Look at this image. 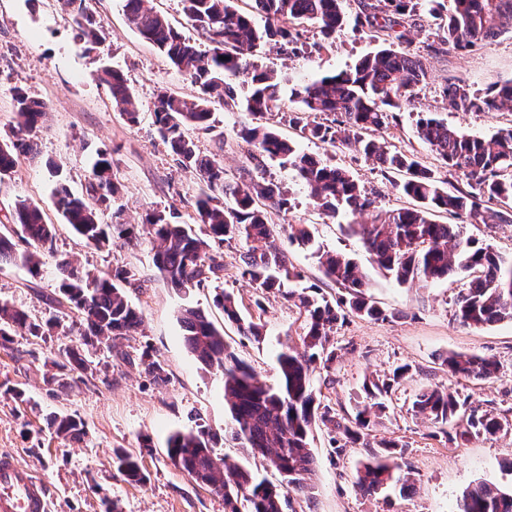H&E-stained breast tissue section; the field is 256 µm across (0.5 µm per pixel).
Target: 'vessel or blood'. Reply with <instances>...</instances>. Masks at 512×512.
<instances>
[{
  "instance_id": "obj_1",
  "label": "vessel or blood",
  "mask_w": 512,
  "mask_h": 512,
  "mask_svg": "<svg viewBox=\"0 0 512 512\" xmlns=\"http://www.w3.org/2000/svg\"><path fill=\"white\" fill-rule=\"evenodd\" d=\"M0 512H48L45 484L8 453L0 455Z\"/></svg>"
}]
</instances>
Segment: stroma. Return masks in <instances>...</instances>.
Listing matches in <instances>:
<instances>
[{
	"label": "stroma",
	"instance_id": "stroma-1",
	"mask_svg": "<svg viewBox=\"0 0 512 512\" xmlns=\"http://www.w3.org/2000/svg\"><path fill=\"white\" fill-rule=\"evenodd\" d=\"M85 6L102 30L100 44L77 38L72 17L60 0H0V136L15 123L16 89L48 105L42 126L30 135L37 145L36 154L21 157L11 173L0 177V225L13 223L16 204L27 200L39 204L56 226V253L44 256L39 275H31L18 262L0 266V299L31 317L49 316L54 311L50 300L58 294L56 260L65 257L91 271L136 270L141 285L128 289L127 297L140 310L143 323L138 334L118 339L114 350L97 351L93 376L81 381L64 379L52 391L47 390L43 377L52 372L51 361L58 349L77 341L76 312L61 316L52 336H18L10 348L0 349V453L12 454L45 483L50 512H106L110 502L118 512H225L223 495L197 482L167 456L166 439L171 433L199 423L220 434L230 421L222 378L188 351L178 312L187 305L200 308L223 330L235 354L270 386L279 382L276 355L283 345L298 344L303 318L277 293L268 294L262 307H255L253 288L236 274L240 242L223 246V288L233 293L243 314H260L264 334L258 340L243 336L235 324L225 321L214 303V287L188 292L174 288L155 268L149 239L98 249L85 244L63 223L55 205L57 179H65L74 193H81L93 156L104 150L120 184L115 206L124 221L135 224L146 211L173 207L181 223L192 225L196 234L204 232L203 225L195 221L202 184L195 173L178 166L153 125L160 92L191 99L200 95L199 85L140 37L127 18L125 0H85ZM411 22L414 30L408 49L423 60L429 78L417 88L413 102L394 110L373 136L433 170L448 188H462L465 177L443 167L418 137L416 115L436 113L449 126L471 136L485 137L512 125V109L463 112L451 108L443 95L451 82L483 95L494 85L512 80V29L466 51L435 54L427 51L426 44L435 40L440 18L421 5ZM298 31L302 46L296 52L287 55L269 45L254 56L258 64L274 72L280 84L283 98L278 114L262 117L217 106L213 109L214 132L191 128L188 136L202 154L221 158L224 177L232 181L253 166L250 147L238 137V130L269 125L282 137L296 141L305 153L347 170L360 186L375 193L379 209L407 205V198L395 187L397 175L382 176L377 165L355 149L301 138L288 122L299 108L288 97L293 86L349 68L373 51L376 41L368 29L351 23L328 40L308 21ZM105 64L123 74L136 121H129L115 108L109 87L95 80L96 71ZM259 174L279 183L288 195L290 210L271 211L269 219L277 225V242L302 272L304 284H317L330 299L342 294L323 276L311 250L290 243L293 224L307 225L315 243L324 249L354 259L366 275L374 301L394 314L388 321L351 316L338 328L333 337L338 348L336 362L317 368L314 374L322 402L338 417H350L363 397L366 378L390 374L401 365L410 367L396 385L368 445L384 440L404 444L403 461L416 479L411 494L364 495L355 476L368 456V445L358 444L336 454L328 429L319 426L311 440L313 499L308 503L294 500L296 512H453L457 499L477 482L511 488L512 433L451 441L430 421L414 416L409 407L417 393L438 385L512 421V322L482 328L462 325L454 311L465 283L463 275L432 285L397 284L371 260L359 239L346 231L349 216L326 217L292 169L269 160ZM147 349L165 367V381H155L146 373L140 357ZM451 353L492 359L498 371L484 381L451 375L443 363ZM17 388L25 390V399L14 396ZM54 413L81 419L84 438L76 442L51 434L46 418ZM146 437L153 446L149 454L140 451ZM117 448L140 454L145 484L128 482L117 470L113 462Z\"/></svg>",
	"mask_w": 512,
	"mask_h": 512
}]
</instances>
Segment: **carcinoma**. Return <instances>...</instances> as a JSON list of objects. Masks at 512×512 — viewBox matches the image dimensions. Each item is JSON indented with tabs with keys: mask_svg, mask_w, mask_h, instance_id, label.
Returning a JSON list of instances; mask_svg holds the SVG:
<instances>
[{
	"mask_svg": "<svg viewBox=\"0 0 512 512\" xmlns=\"http://www.w3.org/2000/svg\"><path fill=\"white\" fill-rule=\"evenodd\" d=\"M344 0H252L248 8L236 0H182L185 15L215 44L204 54L183 37L165 16L149 5V0H125L127 14L139 35L156 46L179 70L200 85L202 94L186 100L162 91L154 110L156 131L171 150L179 166L197 173L205 189L196 201L197 220L205 226V236L192 232L188 224L177 221L179 215L152 211L139 224L115 221L105 224L100 213L111 209L118 193L112 160L105 150L97 153L91 165L86 193L94 201L89 205L61 184L56 189L57 205L65 223L83 241L97 248L117 240L133 241L143 235L155 244L153 263L171 285L181 290L203 288L224 279V252L221 245L238 241V275L255 288L254 304L263 309L265 294L276 292L293 302L304 317L300 347L285 346L277 354L279 383L271 387L258 379L253 369L241 361L224 342V334L206 314L187 306L180 310L179 322L189 351L202 365L216 370L224 381V400L232 426L230 439L253 455H261L265 465L282 476L274 485L260 470L220 456L217 438L206 427L176 432L167 440L168 458L212 490L224 494V508L240 512L238 501L248 504L249 512H285L292 508L291 493L306 496L311 489L315 459L309 449L312 427L321 423L340 430L342 440H333L336 453L350 444L365 441L377 419L386 413V400L395 384L409 373L402 365L391 375L364 382L365 398L355 414L340 422L332 408L322 403L313 383L317 365L330 367L337 359L332 342L338 326L351 315L386 321L395 318L368 295V283L357 263L337 252L318 248L313 251L324 277L346 290L336 301L319 293L316 285L301 290L288 289V282L302 278L288 257L275 244L276 230L268 223V210L288 211V198L282 188L252 174L237 181L224 178V164L201 154L185 130L194 127L207 132L212 106L243 110L254 115L279 110V83L252 59L262 44L274 41L284 51L297 42L294 26L312 21L329 38L347 23ZM434 14H446L438 40L426 45L432 53L445 48L466 50L495 36L503 21L512 23V0H426ZM73 16L77 36L90 43L100 39L99 28L85 10L84 0H63ZM415 10L413 0H374L369 10L357 16L358 25L376 30L385 39L352 67L335 75L311 79L292 90L302 112H315L323 121L300 124V133L323 143L354 145L384 170L405 174L396 185L414 201L410 207L376 213L369 224H348L347 231L362 242L370 257L399 284L419 280L435 282L455 271L468 273L470 280L457 299L455 318L463 325L481 328L512 321V259L503 258L494 248L466 237L460 224H441L438 213L454 214L467 224H499L512 205V126L500 128L486 137L465 135L437 118L432 112L418 113V137L426 142L448 169L461 172L467 189L451 194L434 171L419 161L393 151L364 133L378 129L388 118L387 110L398 109L413 98L415 87L425 82L427 71L421 59L404 50H395L389 40L408 41L406 19ZM264 15L265 23H255L252 13ZM98 78L112 92L113 105L130 120L131 92L122 75L103 67ZM247 89L245 96L238 90ZM448 104L466 112H493L504 104L512 105V81L497 84L491 95L478 96L463 85L451 84L443 91ZM16 125L0 140V175L9 174L19 156L34 153L29 134L39 128L46 116L47 104L31 98L21 89L15 93ZM240 138L254 147L250 158L261 164L277 160L288 165L308 187L310 197L329 217L340 209L351 215L376 209L373 194L359 186L346 171L330 166L298 150L295 142L282 138L269 127L244 126ZM495 201L496 211L485 205ZM17 224L0 232V266L17 260L31 275L40 274L42 256L54 252L55 225L47 223L45 213L36 204L21 201L16 206ZM291 243L313 247L310 232L302 224L290 226ZM28 246L23 254L15 250L14 238ZM265 243L264 248L255 243ZM61 274L58 303L77 311L80 320L78 342L58 350L53 364L61 374L44 378L46 387L59 383V376L79 377L93 373L92 356L101 348L112 350L116 340L136 332L142 323L140 313L128 301L125 288L140 281L132 269L93 274L82 271L68 260L58 264ZM216 306L224 319L237 325L245 336L258 340L263 326L243 316L235 297L220 292ZM59 324L58 315L34 319L24 310L0 300V347H7L16 336L41 338ZM145 370L156 380L167 372L160 361L142 353ZM448 372L455 376L485 380L498 369L495 361L479 356L450 354L444 359ZM410 411L431 422L441 433L455 427V438H492L512 430L508 419L492 410L460 399L444 388L431 386L416 394ZM48 429L74 441L84 435L83 422L71 415H52ZM404 446L396 441L381 443L369 451L367 460L357 468L356 486L375 496L387 488L404 496L412 488L410 471L401 463ZM113 462L129 481L143 484L146 475L139 456L124 450L114 453ZM457 512H512V491L480 481L466 489Z\"/></svg>",
	"mask_w": 512,
	"mask_h": 512,
	"instance_id": "1",
	"label": "carcinoma"
}]
</instances>
